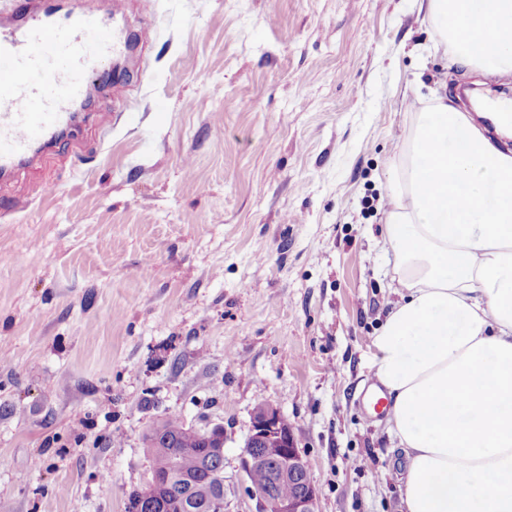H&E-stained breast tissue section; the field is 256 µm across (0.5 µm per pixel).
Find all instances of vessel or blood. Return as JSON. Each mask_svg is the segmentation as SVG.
Instances as JSON below:
<instances>
[{
	"label": "vessel or blood",
	"instance_id": "vessel-or-blood-1",
	"mask_svg": "<svg viewBox=\"0 0 512 512\" xmlns=\"http://www.w3.org/2000/svg\"><path fill=\"white\" fill-rule=\"evenodd\" d=\"M129 44L111 15L65 11L58 0H20L1 17L0 171L18 168L72 126V108L103 59Z\"/></svg>",
	"mask_w": 512,
	"mask_h": 512
}]
</instances>
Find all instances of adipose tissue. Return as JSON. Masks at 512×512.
Wrapping results in <instances>:
<instances>
[{
	"instance_id": "ef3b65f1",
	"label": "adipose tissue",
	"mask_w": 512,
	"mask_h": 512,
	"mask_svg": "<svg viewBox=\"0 0 512 512\" xmlns=\"http://www.w3.org/2000/svg\"><path fill=\"white\" fill-rule=\"evenodd\" d=\"M455 59L512 70V0H428ZM384 241L400 296L373 376L407 512H512V152L446 100L401 149Z\"/></svg>"
}]
</instances>
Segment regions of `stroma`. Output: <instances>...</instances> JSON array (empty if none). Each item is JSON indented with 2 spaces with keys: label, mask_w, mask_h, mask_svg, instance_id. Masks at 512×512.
I'll return each instance as SVG.
<instances>
[{
  "label": "stroma",
  "mask_w": 512,
  "mask_h": 512,
  "mask_svg": "<svg viewBox=\"0 0 512 512\" xmlns=\"http://www.w3.org/2000/svg\"><path fill=\"white\" fill-rule=\"evenodd\" d=\"M425 6L78 0L153 38L0 179V512H127L170 416L223 426L224 512H256L240 456L261 403L319 512H402L361 394L399 299L388 162L494 69L447 54Z\"/></svg>",
  "instance_id": "1"
}]
</instances>
